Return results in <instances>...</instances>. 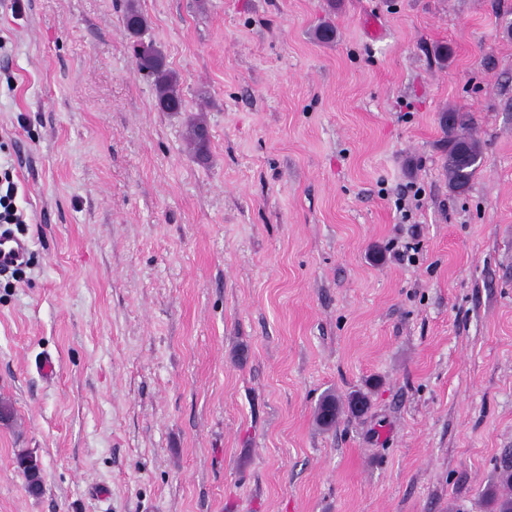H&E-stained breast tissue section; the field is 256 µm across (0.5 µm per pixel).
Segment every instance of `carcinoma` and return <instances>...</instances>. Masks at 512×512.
Wrapping results in <instances>:
<instances>
[{"label":"carcinoma","instance_id":"cac0c4a2","mask_svg":"<svg viewBox=\"0 0 512 512\" xmlns=\"http://www.w3.org/2000/svg\"><path fill=\"white\" fill-rule=\"evenodd\" d=\"M127 29L135 36L141 34L145 27L144 17L129 6L124 15ZM136 60L139 70L155 78L159 108L164 112H181L184 101L178 89L177 77L165 69L162 53L153 42H139L136 49ZM443 126L447 134L448 150L445 169L448 185L451 190L465 192L483 164V156L479 142L467 132L466 115L453 109L447 110ZM339 414L336 395L324 394L316 412L317 423L329 428L336 423ZM18 468L22 472L29 491L33 494L41 490L40 469L37 459L28 453H21L17 458ZM495 512H512V457L504 461L500 467L496 482L486 491Z\"/></svg>","mask_w":512,"mask_h":512}]
</instances>
